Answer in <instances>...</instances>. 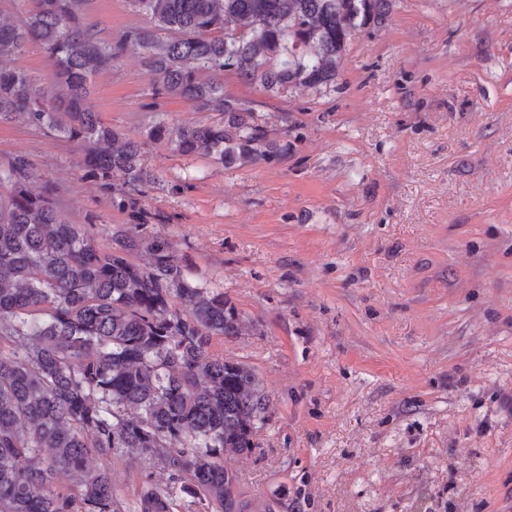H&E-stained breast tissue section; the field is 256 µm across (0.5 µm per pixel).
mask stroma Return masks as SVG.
Instances as JSON below:
<instances>
[{
    "instance_id": "1",
    "label": "stroma",
    "mask_w": 512,
    "mask_h": 512,
    "mask_svg": "<svg viewBox=\"0 0 512 512\" xmlns=\"http://www.w3.org/2000/svg\"><path fill=\"white\" fill-rule=\"evenodd\" d=\"M84 13L105 39L150 24L129 0ZM224 89L284 155L227 168L150 146L160 185L142 205L159 218L148 232L249 321L212 342L270 395L234 465L245 498L261 512H512V0H395L335 86L272 98L229 73ZM89 100L133 138L219 119L153 95L131 51ZM17 154L100 241L138 224L76 146L22 116L0 125V162ZM107 465L133 506L147 464Z\"/></svg>"
}]
</instances>
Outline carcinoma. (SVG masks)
Instances as JSON below:
<instances>
[{
	"label": "carcinoma",
	"mask_w": 512,
	"mask_h": 512,
	"mask_svg": "<svg viewBox=\"0 0 512 512\" xmlns=\"http://www.w3.org/2000/svg\"><path fill=\"white\" fill-rule=\"evenodd\" d=\"M24 2L17 22L0 21V124L22 115L76 144L85 175L144 226L148 146L226 168L284 153L224 92V73L272 96L334 87L348 44L382 25L394 0H129L152 26L114 42L83 23L85 0ZM34 45L48 87L14 65ZM129 49L141 50L153 94L220 120L160 121L142 139L105 123L90 80ZM34 179L23 155L0 164V512H126L111 470L90 467L121 448L168 475L143 481L135 512H175L186 497L199 512H251L226 458L254 451L270 397L249 365L212 351L214 337L246 331L244 315L162 236L118 229L104 246ZM61 472L74 487L56 483Z\"/></svg>",
	"instance_id": "obj_1"
}]
</instances>
